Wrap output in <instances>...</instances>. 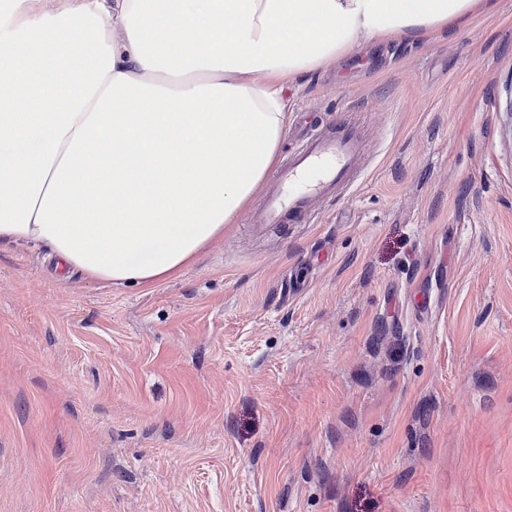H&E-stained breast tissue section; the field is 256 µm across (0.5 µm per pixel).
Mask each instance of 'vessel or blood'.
<instances>
[{
	"instance_id": "b4317fda",
	"label": "vessel or blood",
	"mask_w": 512,
	"mask_h": 512,
	"mask_svg": "<svg viewBox=\"0 0 512 512\" xmlns=\"http://www.w3.org/2000/svg\"><path fill=\"white\" fill-rule=\"evenodd\" d=\"M362 155V141L345 122L307 136L277 170V188L266 196L254 223H311L316 201L340 195L359 171Z\"/></svg>"
}]
</instances>
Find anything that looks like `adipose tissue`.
Wrapping results in <instances>:
<instances>
[{
  "instance_id": "1",
  "label": "adipose tissue",
  "mask_w": 512,
  "mask_h": 512,
  "mask_svg": "<svg viewBox=\"0 0 512 512\" xmlns=\"http://www.w3.org/2000/svg\"><path fill=\"white\" fill-rule=\"evenodd\" d=\"M483 0H0V241L178 278L261 189L289 83Z\"/></svg>"
}]
</instances>
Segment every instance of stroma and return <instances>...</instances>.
Instances as JSON below:
<instances>
[{"label": "stroma", "mask_w": 512, "mask_h": 512, "mask_svg": "<svg viewBox=\"0 0 512 512\" xmlns=\"http://www.w3.org/2000/svg\"><path fill=\"white\" fill-rule=\"evenodd\" d=\"M361 175L180 277L0 243V512H512V0L298 78Z\"/></svg>", "instance_id": "35a3bbf8"}]
</instances>
